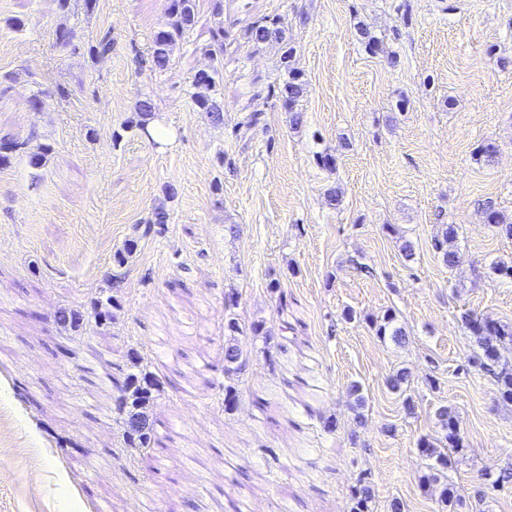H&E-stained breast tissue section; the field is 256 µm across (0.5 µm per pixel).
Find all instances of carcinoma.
Returning <instances> with one entry per match:
<instances>
[{
    "label": "carcinoma",
    "instance_id": "cac0c4a2",
    "mask_svg": "<svg viewBox=\"0 0 512 512\" xmlns=\"http://www.w3.org/2000/svg\"><path fill=\"white\" fill-rule=\"evenodd\" d=\"M196 0H169L168 10L171 16L170 27L155 35L151 63L155 69L164 68L168 61L173 44L183 37L184 33L193 25L195 19ZM248 39L254 43H266L272 40L283 39V30L275 19L265 18L253 23L247 32ZM223 81V64L219 63L207 71L196 72L191 79V86L200 88L202 92L191 94V99L197 111L201 112L214 124L224 122V105L216 96V88ZM303 93V82L300 74L289 72L288 82L279 89V94L288 108H293L297 99ZM152 103L143 100L139 103L135 128L142 135L154 139L149 129L152 118ZM35 133H30L24 139H10L0 141V163L6 164L14 154H22L28 158L31 167L39 169L46 163L50 146L38 144L31 147ZM486 223L492 224L507 237H512V222H506L505 217L490 201L483 205ZM455 230L445 227L441 234L433 239V249L442 263L450 268L460 263L461 256L454 249ZM121 308L117 298L109 296L94 300L93 310L96 323L104 326L112 321L113 311ZM462 326L472 334L478 345V352L474 357L473 365L480 370L494 372L498 387V401L503 405H512V367L501 363V348L505 344L512 345V326L503 324L489 316L469 312L461 316ZM376 335L396 345L406 342V335L402 327L397 325V318L393 314L386 315L381 322L373 323ZM137 371L126 373L122 378H112V387L117 391L114 410L119 416L124 430L125 443L130 448H139L141 452L152 455L160 450L162 442L151 426H142L138 419L144 417L143 409L149 406L155 396L165 391L167 381L158 372L142 364V356L132 351L129 353ZM245 358L238 348L230 345L224 349V376L230 378L241 373ZM436 417L441 426L442 436L439 438H421L417 441L419 453L435 460L439 470L448 468L450 464L449 453L463 451V437L458 427L456 416L446 406L436 410ZM461 494L458 490L443 485L439 495L441 508L446 512H455L460 505Z\"/></svg>",
    "mask_w": 512,
    "mask_h": 512
}]
</instances>
